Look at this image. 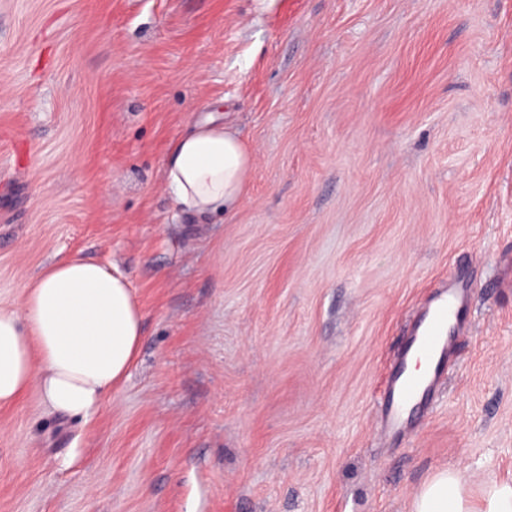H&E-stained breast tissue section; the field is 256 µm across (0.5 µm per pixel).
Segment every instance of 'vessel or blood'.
<instances>
[{"label": "vessel or blood", "mask_w": 512, "mask_h": 512, "mask_svg": "<svg viewBox=\"0 0 512 512\" xmlns=\"http://www.w3.org/2000/svg\"><path fill=\"white\" fill-rule=\"evenodd\" d=\"M469 303L467 284L451 283L413 324L400 353L396 378L384 396L382 421L389 435L404 433L414 409L429 401L444 382L448 353L464 333L461 313ZM415 355L426 361L424 374L408 370V362Z\"/></svg>", "instance_id": "obj_1"}]
</instances>
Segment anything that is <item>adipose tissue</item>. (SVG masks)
<instances>
[{
	"mask_svg": "<svg viewBox=\"0 0 512 512\" xmlns=\"http://www.w3.org/2000/svg\"><path fill=\"white\" fill-rule=\"evenodd\" d=\"M253 167L231 129L194 123L165 162V188L176 207L196 215L233 212ZM142 336V312L128 279L77 257L58 260L23 285L17 308L0 309V406L35 392L53 411L90 415L122 382ZM411 512H512V480L473 489L444 469L420 488Z\"/></svg>",
	"mask_w": 512,
	"mask_h": 512,
	"instance_id": "1",
	"label": "adipose tissue"
}]
</instances>
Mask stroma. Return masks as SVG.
<instances>
[{"label":"stroma","mask_w":512,"mask_h":512,"mask_svg":"<svg viewBox=\"0 0 512 512\" xmlns=\"http://www.w3.org/2000/svg\"><path fill=\"white\" fill-rule=\"evenodd\" d=\"M254 157L181 212L189 123ZM117 265L143 336L90 416L0 407V512H410L512 476V0H0V307ZM468 332L414 431L380 399L449 280ZM253 167L251 151L224 124H193L172 144L165 162V188L184 213H231Z\"/></svg>","instance_id":"35a3bbf8"}]
</instances>
